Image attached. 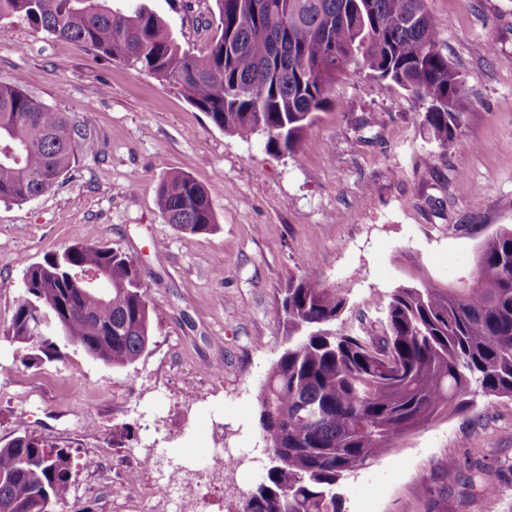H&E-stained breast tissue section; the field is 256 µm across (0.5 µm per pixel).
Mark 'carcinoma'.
I'll return each mask as SVG.
<instances>
[{
	"instance_id": "carcinoma-1",
	"label": "carcinoma",
	"mask_w": 512,
	"mask_h": 512,
	"mask_svg": "<svg viewBox=\"0 0 512 512\" xmlns=\"http://www.w3.org/2000/svg\"><path fill=\"white\" fill-rule=\"evenodd\" d=\"M426 0H215L214 34L194 52L144 3L0 0V21L26 19L83 43L162 83L227 134H262L292 154L356 61L422 101V124L441 145L455 140L469 88L439 46ZM96 140L0 79V201L50 192ZM166 223L190 235L214 230L205 189L186 172L160 184ZM103 273L111 296L89 301L82 277ZM346 299L317 280L288 283L274 312L288 346L268 372L257 429L267 462L237 512H345L341 480L400 447L416 431L466 411L478 393L512 398V227L480 244L471 278L448 287L423 273L400 284L386 307L385 336L342 335ZM41 313L58 321L35 335ZM147 287L132 258L76 243L31 265L6 335L21 363H65L73 347L114 368L148 350ZM73 460L27 433L0 440V512H84L69 506Z\"/></svg>"
}]
</instances>
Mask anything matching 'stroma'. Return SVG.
Returning a JSON list of instances; mask_svg holds the SVG:
<instances>
[{"mask_svg":"<svg viewBox=\"0 0 512 512\" xmlns=\"http://www.w3.org/2000/svg\"><path fill=\"white\" fill-rule=\"evenodd\" d=\"M147 2L184 45L211 37L214 0ZM427 9L470 89L458 137L429 138L419 100L350 64L290 155L261 134H224L178 87L24 20L0 22V78L87 124L100 144L51 192L0 202V439L24 431L70 449L77 506L149 512L148 487L131 505L124 474L134 452L160 448L197 488L184 512H229L263 475L259 397L284 346L273 313L289 282L335 289L347 301L337 332L377 338L405 265L456 283L481 239L512 226V0ZM175 171L207 191L212 232L164 220L156 192ZM75 243L125 253L144 274L152 337L133 365L73 350L66 363L26 367L6 334L28 267ZM221 444L246 449L237 471L205 467ZM101 452L106 469L81 467ZM340 492L347 512H512V399L477 397L350 473Z\"/></svg>","mask_w":512,"mask_h":512,"instance_id":"1","label":"stroma"}]
</instances>
